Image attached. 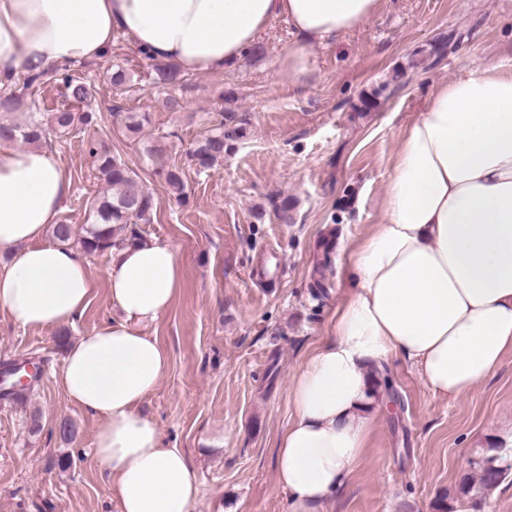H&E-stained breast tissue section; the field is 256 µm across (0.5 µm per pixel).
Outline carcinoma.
<instances>
[{"label": "carcinoma", "instance_id": "1", "mask_svg": "<svg viewBox=\"0 0 512 512\" xmlns=\"http://www.w3.org/2000/svg\"><path fill=\"white\" fill-rule=\"evenodd\" d=\"M154 74L155 83L162 87L177 86L183 82V72L172 64H154ZM52 81L63 86L64 96L71 103L69 107L57 108L52 112L50 123L55 131L65 134L78 126L88 128L98 124L96 113L84 109L95 97V80L77 78L64 67L52 68L39 75L26 74L23 86L39 89ZM21 106L19 96L12 93L0 95V145L35 146L45 138L46 130L40 113H29L28 119L21 123L10 119V114ZM147 121V115L141 112H127L122 118L125 130L133 136L142 131ZM246 135V123L237 119L233 113H228L218 125L193 142L189 152L193 166L198 171L211 168L224 159V154L232 151ZM88 154L98 177L106 186L93 204L92 222L78 236L73 225L61 220L54 225L52 236L63 242L75 239L88 254L105 253L114 246L138 242L131 226L150 221L152 195L145 189L138 173L120 155L112 152L105 142L90 141ZM156 174L176 199H185L187 174L182 168L176 165L163 166ZM504 460L505 456L497 448L483 454L475 462L477 476L462 483L460 494L475 504L497 488L509 474V470L503 468Z\"/></svg>", "mask_w": 512, "mask_h": 512}]
</instances>
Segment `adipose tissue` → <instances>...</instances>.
I'll list each match as a JSON object with an SVG mask.
<instances>
[{"mask_svg":"<svg viewBox=\"0 0 512 512\" xmlns=\"http://www.w3.org/2000/svg\"><path fill=\"white\" fill-rule=\"evenodd\" d=\"M382 0H0V88L19 72L93 61L114 34L184 72L238 62L267 23L296 38L281 58L308 71L309 48L364 25ZM71 181L44 147L0 148V309L31 329L75 324L86 310V263L67 242L44 243ZM350 288L327 340L292 373L293 415L275 454L283 512H325L346 487L382 410L381 370L400 359L434 393L459 398L512 352V66L488 61L437 84L390 159L383 216L342 258ZM110 323L80 337L58 382L99 418L92 456L120 512H197L200 476L167 447L140 405L170 367L141 326L181 286L175 249H113Z\"/></svg>","mask_w":512,"mask_h":512,"instance_id":"adipose-tissue-1","label":"adipose tissue"}]
</instances>
